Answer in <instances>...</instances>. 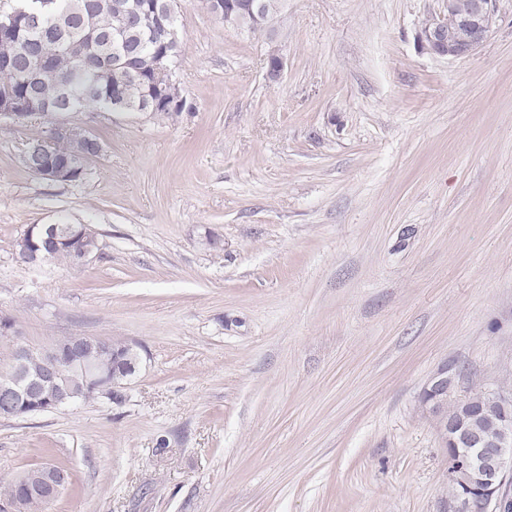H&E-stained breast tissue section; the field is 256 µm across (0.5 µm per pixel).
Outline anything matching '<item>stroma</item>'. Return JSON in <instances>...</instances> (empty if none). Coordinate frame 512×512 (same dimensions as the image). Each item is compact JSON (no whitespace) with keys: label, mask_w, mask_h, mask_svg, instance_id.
<instances>
[{"label":"stroma","mask_w":512,"mask_h":512,"mask_svg":"<svg viewBox=\"0 0 512 512\" xmlns=\"http://www.w3.org/2000/svg\"><path fill=\"white\" fill-rule=\"evenodd\" d=\"M441 6L288 0L270 84L178 0L189 112L69 113L103 146L75 183L21 164L46 119H0V313L141 354L122 404L0 418V490L50 461L49 512H452L420 393L445 364L512 386V0L459 59L418 45ZM54 222L101 254L18 262Z\"/></svg>","instance_id":"1"}]
</instances>
